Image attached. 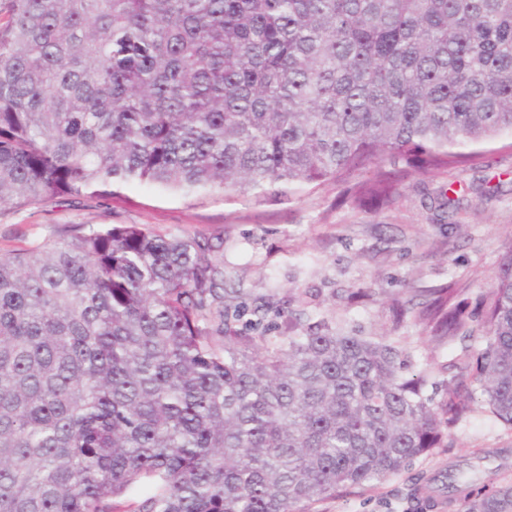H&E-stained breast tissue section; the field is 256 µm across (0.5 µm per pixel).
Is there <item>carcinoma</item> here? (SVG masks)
I'll list each match as a JSON object with an SVG mask.
<instances>
[{"label": "carcinoma", "mask_w": 512, "mask_h": 512, "mask_svg": "<svg viewBox=\"0 0 512 512\" xmlns=\"http://www.w3.org/2000/svg\"><path fill=\"white\" fill-rule=\"evenodd\" d=\"M512 133V0H0V205L113 194L353 203ZM223 244L136 225L0 253V512H298L448 443L476 395L512 430V249L474 305L420 319L448 397L387 336L224 303ZM448 507L512 512L497 471Z\"/></svg>", "instance_id": "cac0c4a2"}]
</instances>
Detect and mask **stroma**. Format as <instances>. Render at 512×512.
I'll list each match as a JSON object with an SVG mask.
<instances>
[{"label":"stroma","mask_w":512,"mask_h":512,"mask_svg":"<svg viewBox=\"0 0 512 512\" xmlns=\"http://www.w3.org/2000/svg\"><path fill=\"white\" fill-rule=\"evenodd\" d=\"M481 167L461 163L413 172L393 201L342 202L326 183L294 196L201 194L172 198L149 184L117 196L65 195L21 208L0 206V251L36 249L83 224H138L151 231L222 239L224 270L241 300L274 298L267 315L278 332L300 290L336 324L403 342L415 369H428L446 394L442 364L459 345L432 342L418 314L438 295L473 301L490 286L512 245V134L477 145ZM452 200L442 206V197ZM512 446V432L484 412L453 431L452 444L418 459L411 472L310 504L308 512H406L412 474L454 465L479 477L495 468L476 449Z\"/></svg>","instance_id":"1"}]
</instances>
